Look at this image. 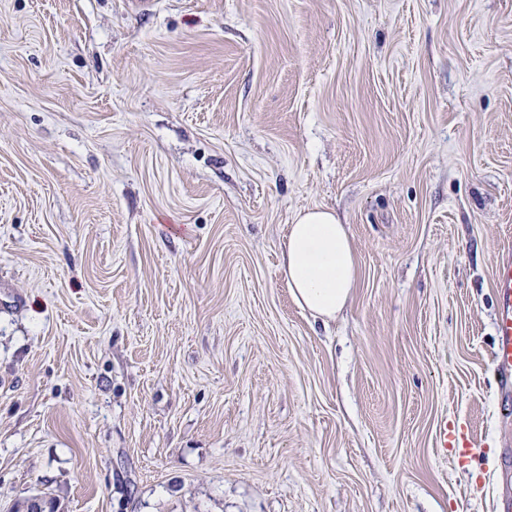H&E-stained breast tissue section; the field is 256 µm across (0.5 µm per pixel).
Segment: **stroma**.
I'll list each match as a JSON object with an SVG mask.
<instances>
[{"mask_svg": "<svg viewBox=\"0 0 512 512\" xmlns=\"http://www.w3.org/2000/svg\"><path fill=\"white\" fill-rule=\"evenodd\" d=\"M508 244L512 0H0V512H496ZM282 273L294 302L324 322L336 318L356 284L344 227L329 210H308L289 225ZM497 315L492 362L499 380L500 402L512 406V251L498 256L495 263ZM437 442L441 450L448 451L449 448L454 452L455 459L458 463H464L481 452V448H475V446L468 441L461 428L455 425L448 427V421L446 420H444L439 427Z\"/></svg>", "mask_w": 512, "mask_h": 512, "instance_id": "obj_1", "label": "stroma"}]
</instances>
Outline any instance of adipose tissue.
Segmentation results:
<instances>
[{
    "instance_id": "obj_1",
    "label": "adipose tissue",
    "mask_w": 512,
    "mask_h": 512,
    "mask_svg": "<svg viewBox=\"0 0 512 512\" xmlns=\"http://www.w3.org/2000/svg\"><path fill=\"white\" fill-rule=\"evenodd\" d=\"M282 273L294 302L314 317L335 319L356 284L348 233L329 210L298 214L288 228Z\"/></svg>"
}]
</instances>
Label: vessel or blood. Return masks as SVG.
<instances>
[{"instance_id":"1","label":"vessel or blood","mask_w":512,"mask_h":512,"mask_svg":"<svg viewBox=\"0 0 512 512\" xmlns=\"http://www.w3.org/2000/svg\"><path fill=\"white\" fill-rule=\"evenodd\" d=\"M497 315L492 349V362L499 380L502 406H512V251H504L495 263ZM440 449L451 450L457 462L463 463L476 455L475 446L463 430L440 425L437 433Z\"/></svg>"}]
</instances>
